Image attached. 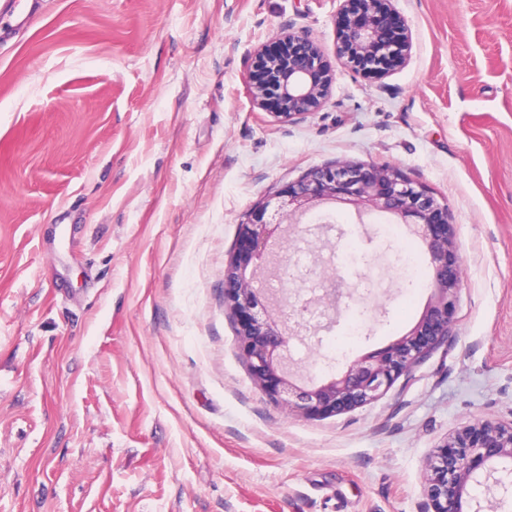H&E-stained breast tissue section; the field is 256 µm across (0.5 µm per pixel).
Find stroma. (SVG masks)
<instances>
[{
    "label": "stroma",
    "instance_id": "obj_1",
    "mask_svg": "<svg viewBox=\"0 0 512 512\" xmlns=\"http://www.w3.org/2000/svg\"><path fill=\"white\" fill-rule=\"evenodd\" d=\"M342 0H22L0 15V512H432L438 448L512 422V0H391L406 62L336 61ZM308 31L331 89L288 123L252 100L254 56ZM334 160L395 165L448 208L455 337L380 400L323 419L250 379L224 310L246 211ZM277 249L342 295L294 344L321 381L419 319L379 215Z\"/></svg>",
    "mask_w": 512,
    "mask_h": 512
}]
</instances>
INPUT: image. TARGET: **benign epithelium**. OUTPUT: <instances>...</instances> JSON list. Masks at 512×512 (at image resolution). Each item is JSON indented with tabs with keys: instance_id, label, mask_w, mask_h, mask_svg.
I'll use <instances>...</instances> for the list:
<instances>
[{
	"instance_id": "benign-epithelium-1",
	"label": "benign epithelium",
	"mask_w": 512,
	"mask_h": 512,
	"mask_svg": "<svg viewBox=\"0 0 512 512\" xmlns=\"http://www.w3.org/2000/svg\"><path fill=\"white\" fill-rule=\"evenodd\" d=\"M343 0L336 15L337 57L343 66L381 78L406 61L407 30L385 0ZM281 54L261 49L255 68L265 81L250 87L266 107L277 101V115L295 122L316 110L332 77L323 54L305 32L283 39ZM391 215L406 226L429 257L431 296L416 324L389 345L366 352L346 369L319 383H307L291 358L293 339L305 340L310 325L278 302L273 289L259 283L277 278L280 265L269 261L272 247L302 225L309 212L326 204ZM325 278L324 292L305 305L336 307L338 293ZM461 270L454 255L448 210L423 185L391 164L338 161L309 170L295 182L264 196L241 219L224 270V308L236 325L239 355L254 383L288 412L314 419L334 416L378 400L402 376L410 375L453 336ZM427 496L433 512H509L512 508V423L489 421L459 429L431 459ZM483 484L484 496L471 493Z\"/></svg>"
}]
</instances>
